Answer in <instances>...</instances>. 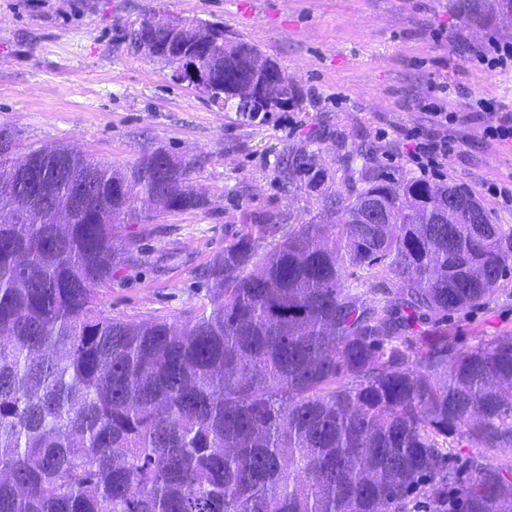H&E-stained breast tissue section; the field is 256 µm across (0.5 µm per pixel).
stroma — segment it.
Masks as SVG:
<instances>
[{
    "instance_id": "35a3bbf8",
    "label": "stroma",
    "mask_w": 512,
    "mask_h": 512,
    "mask_svg": "<svg viewBox=\"0 0 512 512\" xmlns=\"http://www.w3.org/2000/svg\"><path fill=\"white\" fill-rule=\"evenodd\" d=\"M156 14L255 46L294 81L298 104L263 122L224 114L131 45L130 31ZM493 41L512 42V19L467 18L457 0H0V131L21 156L60 145L115 167L157 149L190 162L202 205L123 225L136 261L98 289L113 315L182 321L209 303L204 268L256 218L327 224L365 178L418 179L401 132L430 131L436 105L457 116L436 181L512 226V206L489 192L512 181V141L486 139L473 105L512 109V70L475 58ZM440 82L442 99L431 90ZM300 151L324 181L289 184L281 158ZM443 328L463 348L512 332V280Z\"/></svg>"
}]
</instances>
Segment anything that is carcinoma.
<instances>
[{"label": "carcinoma", "instance_id": "obj_1", "mask_svg": "<svg viewBox=\"0 0 512 512\" xmlns=\"http://www.w3.org/2000/svg\"><path fill=\"white\" fill-rule=\"evenodd\" d=\"M512 0H462L467 17ZM168 47L164 31L137 28ZM243 42L200 65L238 112L252 77ZM266 111L298 100L278 68ZM0 181V512H512V471L457 448H512V333L457 350L413 329L482 303L512 275V228L446 183L375 178L334 224L270 217L209 264L210 308L183 322L134 321L102 308L97 286L134 261L118 242L143 194L156 213L201 204L189 164L165 151L127 171L95 165L88 200L64 225L50 197L84 169L63 147L30 152ZM288 160V179L310 172ZM374 195L392 224H355ZM278 238L261 265V240ZM349 267L400 284L373 305L345 287Z\"/></svg>", "mask_w": 512, "mask_h": 512}]
</instances>
